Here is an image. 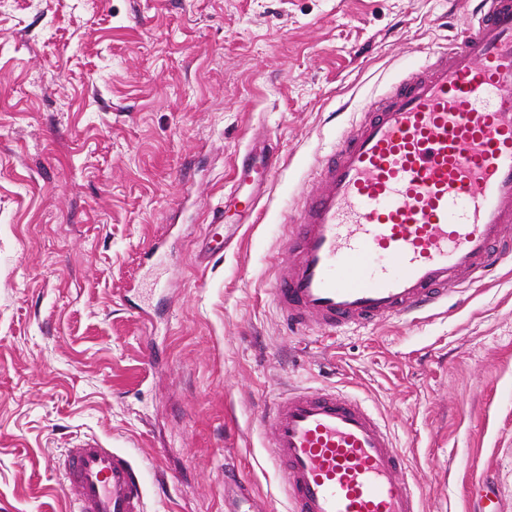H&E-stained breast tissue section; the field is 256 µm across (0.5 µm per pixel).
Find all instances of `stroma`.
I'll return each instance as SVG.
<instances>
[{
  "label": "stroma",
  "mask_w": 512,
  "mask_h": 512,
  "mask_svg": "<svg viewBox=\"0 0 512 512\" xmlns=\"http://www.w3.org/2000/svg\"><path fill=\"white\" fill-rule=\"evenodd\" d=\"M479 0H0V512H70L56 463L96 437L147 512H224V471L290 512L264 404L355 396L421 512H512V263L418 318L292 333L285 214L364 106ZM250 217L224 204L254 138ZM240 237L197 267L208 216ZM272 165V154L270 151L267 152L266 147H263L259 150L252 149L244 153L241 158V168L245 177L242 182H240L234 189L231 190L229 196H233L239 192L244 185H247L249 186V194L252 200V206L254 207L256 204V200L253 202L255 189L264 183L262 180L251 181L248 180V178H250V174L252 172L259 174L260 172L263 173L270 170Z\"/></svg>",
  "instance_id": "obj_1"
}]
</instances>
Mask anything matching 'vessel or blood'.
Here are the masks:
<instances>
[{
    "label": "vessel or blood",
    "mask_w": 512,
    "mask_h": 512,
    "mask_svg": "<svg viewBox=\"0 0 512 512\" xmlns=\"http://www.w3.org/2000/svg\"><path fill=\"white\" fill-rule=\"evenodd\" d=\"M272 165L266 149L243 154L250 188ZM286 221L271 295L297 334L424 312L511 260L512 0H481L464 32L368 103ZM238 230L213 211L200 260ZM260 423L292 512H420L396 476L402 452L361 400L299 389ZM58 465L74 512H145L127 452L89 437Z\"/></svg>",
    "instance_id": "b4317fda"
}]
</instances>
